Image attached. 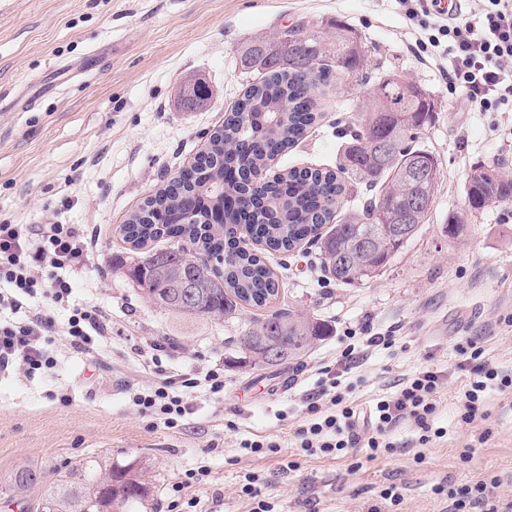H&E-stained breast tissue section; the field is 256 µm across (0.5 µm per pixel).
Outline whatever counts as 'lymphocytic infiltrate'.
Segmentation results:
<instances>
[{"label": "lymphocytic infiltrate", "instance_id": "obj_1", "mask_svg": "<svg viewBox=\"0 0 512 512\" xmlns=\"http://www.w3.org/2000/svg\"><path fill=\"white\" fill-rule=\"evenodd\" d=\"M410 22L429 33L431 47H445L449 57L443 78L462 87L465 112H501L512 108V0H483L479 24L449 22L433 25L431 0H402ZM93 256V238L80 224L0 223V370L22 368L26 377L49 374L57 366V337H65L76 354H103L112 321L93 306L72 304L73 283ZM67 310L65 324H57L51 308ZM458 350L471 360L469 378L457 403L462 422L483 416L484 393L494 385L512 389V374L494 367L477 341L466 340ZM152 368L153 386L133 393L131 401L152 425L172 429L190 413L185 391L202 388L210 395L224 392V369L175 374L158 355L144 359ZM321 388L309 401V420L297 432L307 455L331 454L361 445L371 451H393L387 435L401 422L420 430V444L442 437L432 425L443 381L439 372L425 369L408 378L393 396L375 407L370 435L357 432L356 405L338 390L333 367H321Z\"/></svg>", "mask_w": 512, "mask_h": 512}]
</instances>
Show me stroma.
Listing matches in <instances>:
<instances>
[{
	"mask_svg": "<svg viewBox=\"0 0 512 512\" xmlns=\"http://www.w3.org/2000/svg\"><path fill=\"white\" fill-rule=\"evenodd\" d=\"M299 24L324 37L350 28L367 50L368 72L427 90L433 112L414 144L437 157L441 179L425 223L369 283L329 279L313 246L267 256L279 282L267 311L306 314L332 333L299 359L251 369L234 341L265 311L214 319L157 307L127 277L115 229L195 161L237 105L250 79L245 47ZM414 41L400 0H0V222L82 224L97 235L73 298L112 317L99 362L61 340L52 375L0 372V477L23 460L50 479L87 457L134 460L154 486L153 503L136 512H167L171 485L201 467L207 476L189 490L200 512H257L262 503L271 512H448V491L480 480L496 481V496L512 500V392L488 388L487 418L469 425L458 420L456 400L467 378L457 351L464 339L481 341L489 360L512 369V205L474 213L466 198L476 167L512 179V112L461 111L440 62L420 60ZM198 79L211 101L182 111L178 92ZM362 100V87L344 76L319 87L318 124L268 174L335 168ZM453 218L460 225L451 236ZM390 333L394 345L371 350L342 385L368 409L420 369L441 372L434 424L444 437L419 445L406 422L392 435V453L301 455L294 433L318 367L339 360L347 344L359 349L367 336ZM154 344L172 347L166 365L178 374L222 365L223 398L194 393L182 426L151 428L126 391L152 383L137 351ZM286 374L297 382L278 392ZM64 393L69 402H60ZM245 438L275 439L280 450L244 455ZM289 461L297 469L285 470ZM252 473L264 480L255 499L241 491ZM391 486L399 504L381 497Z\"/></svg>",
	"mask_w": 512,
	"mask_h": 512,
	"instance_id": "1",
	"label": "stroma"
}]
</instances>
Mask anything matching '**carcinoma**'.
Returning a JSON list of instances; mask_svg holds the SVG:
<instances>
[{"instance_id":"cac0c4a2","label":"carcinoma","mask_w":512,"mask_h":512,"mask_svg":"<svg viewBox=\"0 0 512 512\" xmlns=\"http://www.w3.org/2000/svg\"><path fill=\"white\" fill-rule=\"evenodd\" d=\"M309 61L301 71L295 65ZM365 50L344 26L326 42L304 26L254 41L242 65L257 74L243 99L214 130L206 152L180 170L144 205L119 225V234L138 257L128 277L159 307L193 315L226 317L244 307L261 309L275 299L279 285L262 252L288 253L307 240L319 249L324 272L339 284L374 278L406 240L392 233L410 216L415 235L434 201L441 178L437 158L412 146L432 112L429 94L397 74L377 78L364 69ZM367 87L363 121L343 145V163L334 170H288L261 182L269 161L302 138L318 119L312 97L333 75ZM182 97L201 108L209 91L201 83L185 86ZM288 101V111L275 107ZM388 147L379 152L377 143ZM351 175L376 190L359 216L339 220L337 203ZM427 205L409 214L411 200ZM468 206L512 204V180L492 184L491 172L473 169ZM246 234L257 248L240 245ZM207 262L189 267L192 254ZM276 333L288 346V359L302 356L328 335V326L300 313L275 312L242 336L237 345L248 363L267 359V336ZM42 483V471L23 463L0 479V498L23 502L24 493ZM152 483L137 462L114 464L85 458L73 463L42 493L36 512H118L145 504Z\"/></svg>"}]
</instances>
